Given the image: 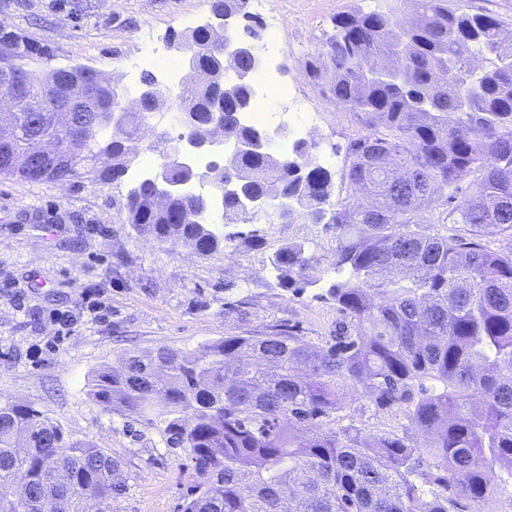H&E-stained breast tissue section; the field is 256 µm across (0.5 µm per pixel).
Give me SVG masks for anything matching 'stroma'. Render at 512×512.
Listing matches in <instances>:
<instances>
[{"instance_id": "35a3bbf8", "label": "stroma", "mask_w": 512, "mask_h": 512, "mask_svg": "<svg viewBox=\"0 0 512 512\" xmlns=\"http://www.w3.org/2000/svg\"><path fill=\"white\" fill-rule=\"evenodd\" d=\"M212 0H0V28L47 47L35 66L85 65L124 83L128 59L148 33L187 70L171 45L186 18L203 19ZM284 21L282 79L321 113L314 137L333 179L345 146L364 127L330 93L333 75L322 55L337 15L394 9L415 16L412 0H275ZM127 185L68 184L0 177V398L40 409L73 440L108 448L122 463L126 490L112 512H176L194 480L185 455L167 447L157 426L101 409L88 395L91 375L119 366L129 350L161 345L184 351L227 334L295 327L313 342L340 318L318 288L295 295L267 274L268 258L296 241L325 255L336 244L331 224L227 226L230 240L210 257L137 236L124 224ZM102 303L97 315L87 301ZM75 314L59 329L54 313Z\"/></svg>"}]
</instances>
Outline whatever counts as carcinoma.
<instances>
[{
    "mask_svg": "<svg viewBox=\"0 0 512 512\" xmlns=\"http://www.w3.org/2000/svg\"><path fill=\"white\" fill-rule=\"evenodd\" d=\"M248 0H213L211 10L248 16ZM417 18L357 9L336 17L324 57L332 97L362 116L366 132L346 146V197L317 146L296 140L286 154L239 152L257 128L244 56L224 58L209 32L172 36L194 55L177 113L179 136L207 132L224 98L223 163L238 193L220 198L224 224L249 220L251 200L288 210V223L333 224L325 257L292 242L269 260L278 284L295 292L329 276L327 296L342 319L310 342L277 324L254 336L226 335L192 352L169 346L127 351L104 366L89 395L106 412L158 426L182 449L195 480L177 512H468L494 489L512 488V30L448 0H415ZM37 49L16 35L0 40V81L14 97L15 131L0 136V176L39 182H116L142 152L136 134L152 106H130L123 127L105 121L91 141L39 119L89 96L76 119L112 111V82L77 67H30ZM49 137L63 150L55 166L24 169L16 157ZM143 177L127 191L125 223L139 236L201 256L224 248L208 222L212 203L196 179L171 167L177 192L156 201ZM377 409L405 408L402 433L366 432L342 415L344 393ZM348 424H341L342 420ZM32 490L26 506L0 494V512H85L125 490L122 464L89 441L66 438L33 405L0 401V487Z\"/></svg>",
    "mask_w": 512,
    "mask_h": 512,
    "instance_id": "obj_1",
    "label": "carcinoma"
}]
</instances>
